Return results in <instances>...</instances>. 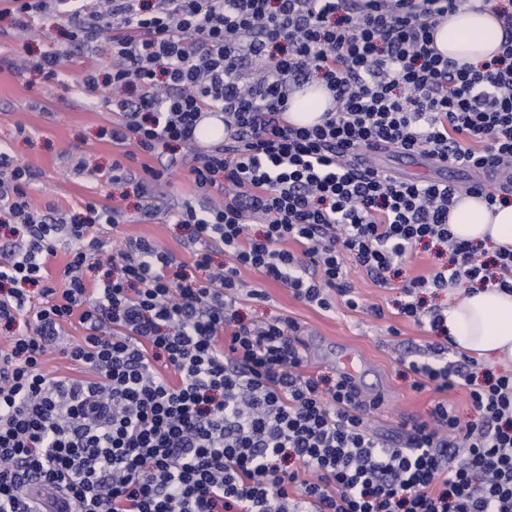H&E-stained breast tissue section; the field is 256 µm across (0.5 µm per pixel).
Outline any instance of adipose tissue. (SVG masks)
Instances as JSON below:
<instances>
[{
  "instance_id": "ef3b65f1",
  "label": "adipose tissue",
  "mask_w": 512,
  "mask_h": 512,
  "mask_svg": "<svg viewBox=\"0 0 512 512\" xmlns=\"http://www.w3.org/2000/svg\"><path fill=\"white\" fill-rule=\"evenodd\" d=\"M504 35L500 20L485 0H464L435 28V45L449 60L479 66L496 54ZM333 103L322 85L291 100L288 118L299 126L318 123ZM448 222L458 238L512 248V205L487 206L464 196L451 208ZM448 334L457 348L493 366L512 368V294L497 285L465 289L448 309Z\"/></svg>"
}]
</instances>
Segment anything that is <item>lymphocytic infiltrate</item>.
Instances as JSON below:
<instances>
[{"label":"lymphocytic infiltrate","instance_id":"lymphocytic-infiltrate-1","mask_svg":"<svg viewBox=\"0 0 512 512\" xmlns=\"http://www.w3.org/2000/svg\"><path fill=\"white\" fill-rule=\"evenodd\" d=\"M15 30L65 20L77 48L107 52L105 76L79 84L124 90L108 135L125 150L116 183L167 180L168 166L130 164L174 144L219 204H185L194 264L128 236L97 283L85 270L106 245L96 228L118 209L84 215L32 208L29 167L0 153V322L25 329L0 345V512H512V374L448 360V318L417 296L461 281L512 293V250L461 240L448 214L458 196L512 203V35L481 68L434 44L461 0H7ZM321 81L334 100L319 124L287 115L293 88ZM220 115L230 142L197 148L201 121ZM419 154L473 173L464 187L359 165L358 150ZM261 224L251 232L249 220ZM446 264L407 279L399 315L437 337L409 361L415 388L465 387L473 417L436 402L429 420L371 429L344 380L306 374L297 324L238 313L242 270H256L328 310L349 299V265L384 286L413 245ZM69 259L59 284L48 264ZM223 247L231 265L212 267ZM79 340L63 345L66 324ZM71 365L47 375L48 356Z\"/></svg>","mask_w":512,"mask_h":512}]
</instances>
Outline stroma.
Here are the masks:
<instances>
[{
  "mask_svg": "<svg viewBox=\"0 0 512 512\" xmlns=\"http://www.w3.org/2000/svg\"><path fill=\"white\" fill-rule=\"evenodd\" d=\"M69 44L67 30L55 16L35 18L28 36L20 39L14 34L10 16L0 14V150L35 172L28 188L33 207L52 206L71 214L88 201L117 206L119 221L104 226L102 238L117 243L131 232L144 236L185 262L189 278L202 279L203 271L191 263L187 232L176 224L175 215L184 203L204 206L211 200L221 201V194L214 190L201 195L188 170L179 165L168 182L154 189V216L143 217L136 184L119 189L111 181L112 164L121 159L122 150L102 137L100 130L118 118L105 106L113 89L106 85L92 94L78 85L82 73L107 72L110 56L96 49L80 52L65 61L52 79L36 67L41 56L65 50ZM437 263L432 252L415 247L402 259V278L393 279L387 288L376 285L362 269L351 267L347 281L359 303L354 310L339 295L332 309H320L296 298L282 283L245 270L240 276L243 291L258 288L265 296L244 301L239 312L247 322L285 316L295 320L301 338L308 343L307 370L317 376L336 378L339 353L363 355L367 360L364 386L379 390L384 397L380 408L368 415L371 427L388 433L399 423L427 419L434 403L442 399L466 421L472 410L465 389L441 393L430 383L415 389V376L405 366L406 361L423 358L435 337L428 328L399 315L397 304L404 299L402 280L430 274ZM374 305L382 308V316L371 313Z\"/></svg>",
  "mask_w": 512,
  "mask_h": 512,
  "instance_id": "obj_1",
  "label": "stroma"
}]
</instances>
